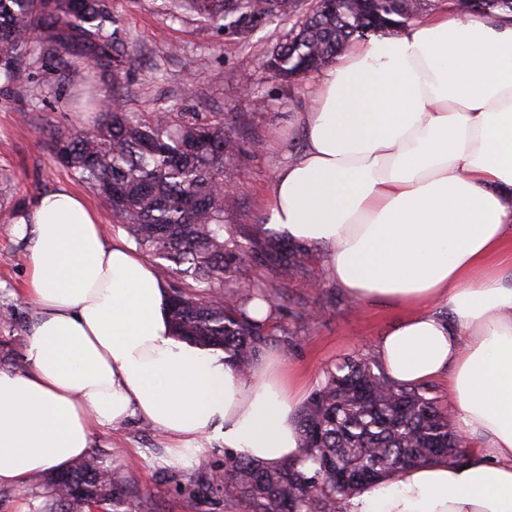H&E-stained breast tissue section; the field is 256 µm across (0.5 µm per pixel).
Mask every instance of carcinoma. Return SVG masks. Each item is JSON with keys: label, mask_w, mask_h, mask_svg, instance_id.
<instances>
[{"label": "carcinoma", "mask_w": 512, "mask_h": 512, "mask_svg": "<svg viewBox=\"0 0 512 512\" xmlns=\"http://www.w3.org/2000/svg\"><path fill=\"white\" fill-rule=\"evenodd\" d=\"M426 0H324L316 3L266 60L284 81L328 64L352 42L374 33L395 35L415 20ZM472 18L512 12V0H464L451 9ZM167 14H194L215 28L230 13L264 17L271 0H165ZM109 0H0V83L20 86L39 56L64 75L77 63L112 76L103 98L87 105L102 113L93 130L55 132L57 160L111 208L137 246L160 260L169 289L174 335L224 351L238 373L250 377L268 342L263 325L245 313L255 288L224 289L231 263H261L279 285L311 277L305 250L276 236H249L244 247L230 238L226 212L237 197L224 195V161L237 144L224 121L158 115L149 120L107 105L124 96L123 74L131 54L118 37ZM298 462L265 466L239 456L224 461V494L251 512H332L336 497L348 500L407 464L462 460L468 449L453 433L448 408L427 388L399 384L363 358H344L297 414ZM310 468H305V465ZM57 512H156L148 496L134 495L128 480L91 455L51 478Z\"/></svg>", "instance_id": "1"}]
</instances>
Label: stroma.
<instances>
[{"label":"stroma","mask_w":512,"mask_h":512,"mask_svg":"<svg viewBox=\"0 0 512 512\" xmlns=\"http://www.w3.org/2000/svg\"><path fill=\"white\" fill-rule=\"evenodd\" d=\"M290 2L276 15L219 30L193 15L169 18L161 0H110L119 33L134 57L126 74L125 110L147 116L193 112L220 119L237 143L236 155L224 165V180L236 186L238 195L236 209L224 222L237 239L244 231L266 229L274 172L305 146L296 116L315 74L285 83L262 66L266 53L313 6V0ZM246 78L251 92L245 96L241 82ZM90 84L102 93L109 87L85 65H76L65 76L46 65L36 68L22 88L0 90V311L12 315L0 321L1 369L27 368L24 345L36 310L23 296L29 243L16 224L41 192L64 186L83 194L99 212L108 243L131 242L105 203L58 163L52 150L51 131L76 134L96 125L98 113L76 107L77 96ZM188 86L195 91L189 100L183 95ZM307 252L315 281L298 278L281 287L247 261L232 265L225 283L254 282L274 295L265 350L301 374L311 393L339 358L374 359L377 344L402 312L352 302L327 276L322 249L311 246ZM206 445L209 452L200 460L170 462L159 431L139 419L93 438L94 453L122 469L134 490L151 495L157 512H225L223 490L210 485L214 472L224 467V445L214 436ZM51 507L45 479L22 492L0 488V512H51Z\"/></svg>","instance_id":"stroma-1"}]
</instances>
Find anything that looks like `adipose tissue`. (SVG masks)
<instances>
[{
    "label": "adipose tissue",
    "mask_w": 512,
    "mask_h": 512,
    "mask_svg": "<svg viewBox=\"0 0 512 512\" xmlns=\"http://www.w3.org/2000/svg\"><path fill=\"white\" fill-rule=\"evenodd\" d=\"M304 150L279 167L268 221L325 250L356 303L405 313L376 347L403 384L448 380L461 463L429 462L344 512H512V14L440 13L350 44L299 114ZM21 232L38 317L24 373L0 369V487L28 488L133 418L191 462L203 438L267 466L295 461L302 385L266 357L243 378L175 338L168 290L108 245L78 193H41ZM447 314H440V307Z\"/></svg>",
    "instance_id": "ef3b65f1"
}]
</instances>
